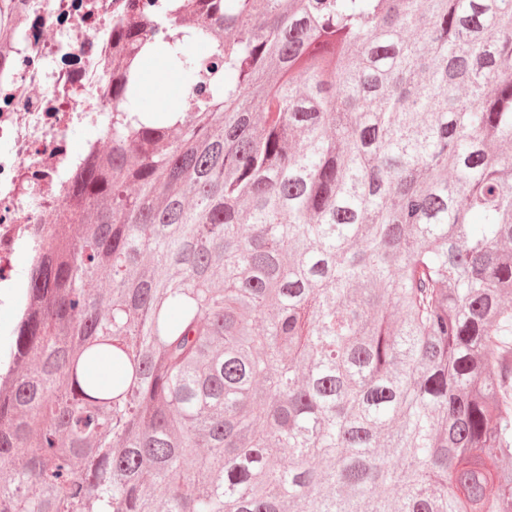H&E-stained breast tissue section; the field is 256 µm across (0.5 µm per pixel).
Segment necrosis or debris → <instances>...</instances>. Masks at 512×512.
<instances>
[{"mask_svg": "<svg viewBox=\"0 0 512 512\" xmlns=\"http://www.w3.org/2000/svg\"><path fill=\"white\" fill-rule=\"evenodd\" d=\"M20 23L0 45V288L15 287L19 250L41 259L72 175L71 128L93 136L92 156L112 149V22L85 17L75 0H18Z\"/></svg>", "mask_w": 512, "mask_h": 512, "instance_id": "1", "label": "necrosis or debris"}]
</instances>
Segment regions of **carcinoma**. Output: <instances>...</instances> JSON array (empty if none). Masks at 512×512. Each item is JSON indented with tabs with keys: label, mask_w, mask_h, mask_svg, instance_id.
Listing matches in <instances>:
<instances>
[{
	"label": "carcinoma",
	"mask_w": 512,
	"mask_h": 512,
	"mask_svg": "<svg viewBox=\"0 0 512 512\" xmlns=\"http://www.w3.org/2000/svg\"><path fill=\"white\" fill-rule=\"evenodd\" d=\"M84 8L112 152L27 270L0 512H512V0ZM162 59V58H161ZM162 69L156 71L148 88L142 87L140 107L145 111H155L169 107L174 101L182 97V93L190 86V77L187 74H178V83L171 84L169 74L172 72L164 59Z\"/></svg>",
	"instance_id": "cac0c4a2"
}]
</instances>
